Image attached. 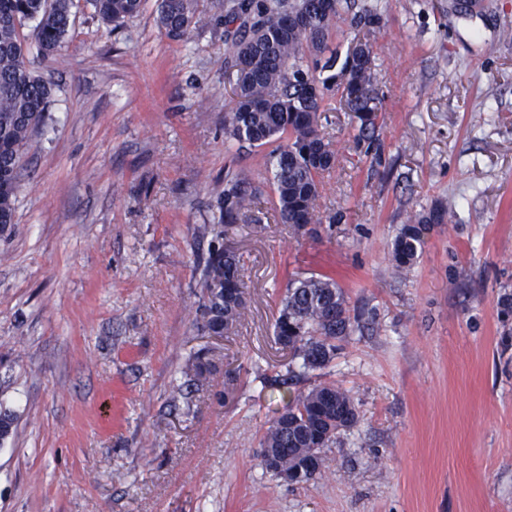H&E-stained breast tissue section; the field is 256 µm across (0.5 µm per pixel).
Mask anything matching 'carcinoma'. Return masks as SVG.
Here are the masks:
<instances>
[{
	"label": "carcinoma",
	"instance_id": "cac0c4a2",
	"mask_svg": "<svg viewBox=\"0 0 512 512\" xmlns=\"http://www.w3.org/2000/svg\"><path fill=\"white\" fill-rule=\"evenodd\" d=\"M88 2L101 20L117 26L139 16L144 5V0ZM72 7L73 0H0L1 231L16 223L21 160L52 97V85L28 68V56L34 49L46 59L62 47L73 24ZM222 8L224 24L239 22L225 57L234 76L225 141L239 152L271 147L276 221L298 236L311 234L310 225L321 223L324 174L338 160L323 125L332 104L357 119L354 147L380 161L375 132L383 95L374 83L376 49L369 35L384 21L382 0H226ZM200 21L199 0H158L157 24L168 38H184ZM29 22L34 26L26 34ZM341 23L363 33L344 54L335 41ZM259 193L250 177L226 170L197 227L208 246L196 258L194 324L209 336H224L246 308L241 259L224 238L255 207ZM447 220L448 211L436 206L409 217L391 243L394 269L409 270L423 254L426 231ZM376 320L374 310L351 306L335 281L294 278L280 297L274 333L302 369L316 371ZM214 368L199 351L187 371L200 379ZM15 422L11 411L0 410L1 442L13 435ZM358 423L348 390L335 382L317 384L272 420L262 440L261 464L277 477L288 474L290 483L305 484L321 474L322 450Z\"/></svg>",
	"mask_w": 512,
	"mask_h": 512
}]
</instances>
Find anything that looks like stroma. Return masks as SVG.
<instances>
[{
  "label": "stroma",
  "mask_w": 512,
  "mask_h": 512,
  "mask_svg": "<svg viewBox=\"0 0 512 512\" xmlns=\"http://www.w3.org/2000/svg\"><path fill=\"white\" fill-rule=\"evenodd\" d=\"M220 0L170 40L156 2L124 28L74 0L60 51L29 68L53 86L0 235V512H512V0H384L374 36L382 160L330 113L338 150L296 236L262 195L237 225L246 309L221 339L193 326L195 231L217 181L260 185L264 151L224 146L231 88ZM440 203L417 263L391 243ZM327 276L377 313L298 386L273 333L289 278ZM216 368L191 391L183 369ZM325 380L358 425L298 486L263 468L260 442L298 391Z\"/></svg>",
  "instance_id": "1"
}]
</instances>
